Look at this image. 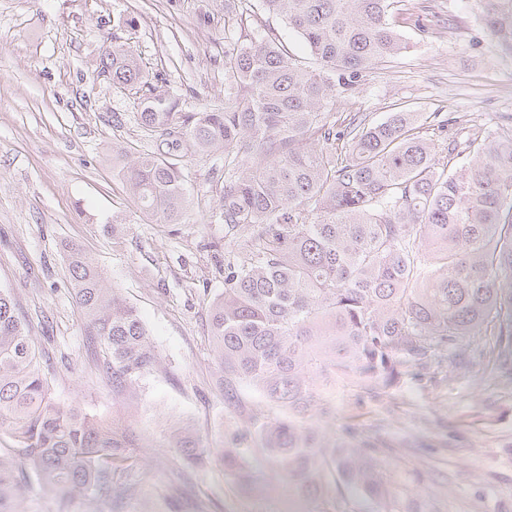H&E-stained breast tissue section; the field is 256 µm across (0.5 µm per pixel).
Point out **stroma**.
<instances>
[{
    "instance_id": "obj_1",
    "label": "stroma",
    "mask_w": 512,
    "mask_h": 512,
    "mask_svg": "<svg viewBox=\"0 0 512 512\" xmlns=\"http://www.w3.org/2000/svg\"><path fill=\"white\" fill-rule=\"evenodd\" d=\"M392 23L407 51L342 92L336 119L415 112L443 143L512 133V55L474 0H396ZM115 44L181 111L224 101V0H0V289L29 326L52 398L139 435V491L124 512H288L264 455L250 457L261 490L244 497L218 468L188 467L168 446L183 420L225 446L253 399L244 389L239 406L225 405L207 334L208 303L224 291V159L176 151L190 199L182 223L137 211L112 150L147 153L156 138L136 120L137 94L100 72ZM72 244L138 309L161 359L125 393H113L74 301ZM494 345L474 336L466 367L436 363L387 396L338 384L322 427L378 439L383 468L424 512H512V358Z\"/></svg>"
}]
</instances>
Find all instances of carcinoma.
Masks as SVG:
<instances>
[{
  "instance_id": "cac0c4a2",
  "label": "carcinoma",
  "mask_w": 512,
  "mask_h": 512,
  "mask_svg": "<svg viewBox=\"0 0 512 512\" xmlns=\"http://www.w3.org/2000/svg\"><path fill=\"white\" fill-rule=\"evenodd\" d=\"M394 0H230L224 12V104L179 111L154 90L139 125L157 149L122 155L119 175L139 212L182 223L188 197L169 160L224 154L221 218L224 293L209 304L216 386L237 403L256 399L226 448L206 445L190 423L170 434L190 467L214 465L249 493L247 457L266 455L294 495L297 512L325 508L332 486L358 489L382 512H422L360 446L326 439L311 423L334 416L341 380L371 396L482 332L512 352V137L484 133L463 150L416 131L414 112L336 129L340 90L405 52L390 23ZM483 25L512 53V0H477ZM280 18L310 53L291 54L273 30L255 39L244 21ZM102 71L112 86L147 84L138 57L110 46ZM320 145H314V142ZM72 289L90 335L108 358L119 393L158 361L138 311L104 284L93 259L68 251ZM0 512H27L20 483L35 472L56 512L76 499L89 512H123L138 491L127 479L130 432L110 427L49 394L39 354L0 290Z\"/></svg>"
}]
</instances>
